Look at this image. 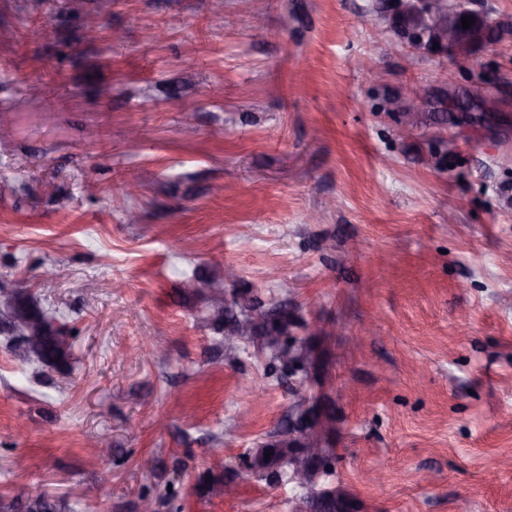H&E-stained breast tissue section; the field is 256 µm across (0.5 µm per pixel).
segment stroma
<instances>
[{
  "mask_svg": "<svg viewBox=\"0 0 512 512\" xmlns=\"http://www.w3.org/2000/svg\"><path fill=\"white\" fill-rule=\"evenodd\" d=\"M266 5L256 30L248 0H0V291L75 329L64 386L0 336L13 512L47 492L64 512H290L303 490L245 459L300 403L328 428L321 487L358 512H512V0H470L493 30L462 51L432 47L412 0ZM228 265L287 302L309 378H267L250 341L225 361L206 292L180 285ZM226 473L235 497L201 493Z\"/></svg>",
  "mask_w": 512,
  "mask_h": 512,
  "instance_id": "1",
  "label": "stroma"
}]
</instances>
